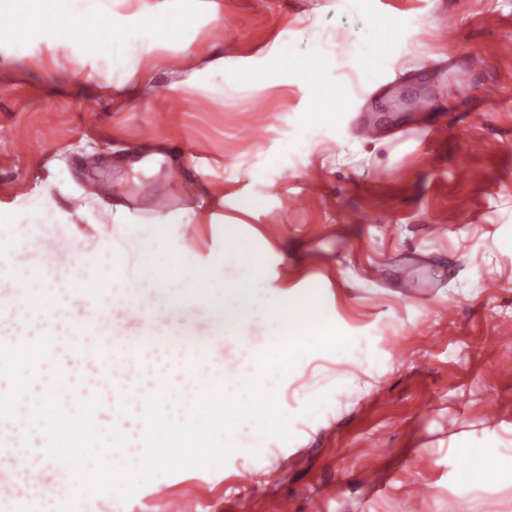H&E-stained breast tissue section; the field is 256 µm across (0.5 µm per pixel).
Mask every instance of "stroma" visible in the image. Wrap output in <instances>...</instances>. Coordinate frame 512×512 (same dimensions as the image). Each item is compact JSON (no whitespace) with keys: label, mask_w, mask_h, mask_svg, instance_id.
<instances>
[{"label":"stroma","mask_w":512,"mask_h":512,"mask_svg":"<svg viewBox=\"0 0 512 512\" xmlns=\"http://www.w3.org/2000/svg\"><path fill=\"white\" fill-rule=\"evenodd\" d=\"M192 16L179 47L134 46L144 77L113 90L111 65L74 52V40L32 41L16 53L0 40V231L19 233L34 258L64 274L101 265L106 248L138 257L131 238L184 245L212 283L230 288L243 271L225 254L231 236L262 257L268 300L317 292L326 320L359 337L356 361L303 354L277 382L293 438L263 442L260 456L233 453L225 467L157 477L112 512H165L157 494L181 497L189 512H512V490L459 497L472 446L512 442V0H174ZM222 22L207 23L211 11ZM455 19L458 38L438 35ZM401 29L389 67L357 83L337 122H307L318 108L297 72L319 43H377ZM488 65L472 68L470 55ZM225 67L266 68L274 85L228 83ZM197 85L185 89L186 82ZM502 91L483 104L487 84ZM223 96H216V89ZM429 109L377 113L405 92ZM175 94L176 111L155 101ZM449 125L426 141V124ZM374 135H365L366 127ZM31 153L19 156L16 143ZM162 154L146 171L133 163ZM203 170L204 188L224 192L216 223H196L199 200L179 187ZM106 181L113 195L91 193ZM151 194L140 193L142 182ZM299 197L285 207L287 197ZM128 221H112L115 206ZM386 271L372 281L375 263ZM416 282L413 294L402 283ZM15 335L51 334L40 372L74 378L89 349L37 307L14 313ZM324 402L311 409L309 398ZM0 469L29 477L30 440L42 430L0 419ZM372 482H364V473Z\"/></svg>","instance_id":"35a3bbf8"}]
</instances>
